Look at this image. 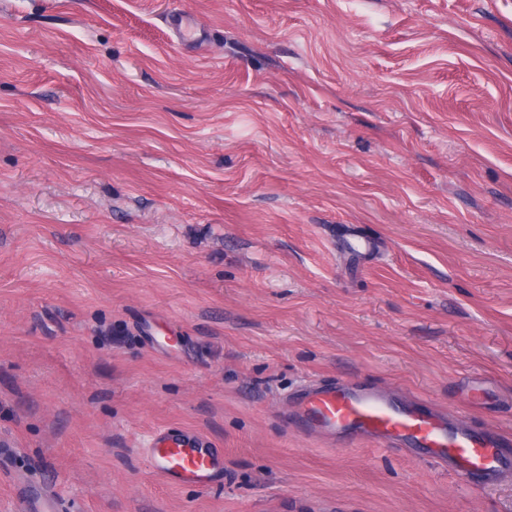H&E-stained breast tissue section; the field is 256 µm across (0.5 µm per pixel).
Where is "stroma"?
I'll return each mask as SVG.
<instances>
[{"label": "stroma", "mask_w": 512, "mask_h": 512, "mask_svg": "<svg viewBox=\"0 0 512 512\" xmlns=\"http://www.w3.org/2000/svg\"><path fill=\"white\" fill-rule=\"evenodd\" d=\"M332 378L512 434V0H0V512H512L285 421ZM154 471L169 483L207 487L224 471V456L198 432L181 427L157 431L146 448ZM17 496L21 499L25 512H56L57 510L52 499L47 496L34 497L27 488L19 486Z\"/></svg>", "instance_id": "35a3bbf8"}]
</instances>
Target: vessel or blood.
Masks as SVG:
<instances>
[{"mask_svg":"<svg viewBox=\"0 0 512 512\" xmlns=\"http://www.w3.org/2000/svg\"><path fill=\"white\" fill-rule=\"evenodd\" d=\"M293 421L302 432L330 440L367 439L400 445L451 463L464 477L489 483L512 469V438L450 424L432 406L396 403L384 392L344 381L308 386L293 399ZM146 455L162 479L206 487L224 470V457L201 434L181 427L157 431Z\"/></svg>","mask_w":512,"mask_h":512,"instance_id":"b4317fda","label":"vessel or blood"}]
</instances>
